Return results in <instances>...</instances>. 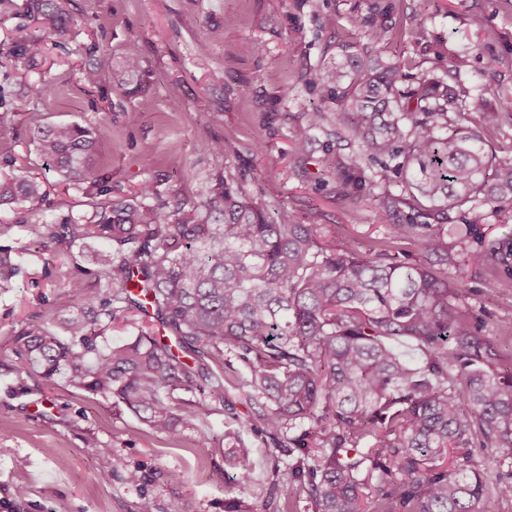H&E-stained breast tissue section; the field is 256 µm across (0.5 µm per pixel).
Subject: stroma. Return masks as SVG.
I'll use <instances>...</instances> for the list:
<instances>
[{"instance_id":"1","label":"stroma","mask_w":512,"mask_h":512,"mask_svg":"<svg viewBox=\"0 0 512 512\" xmlns=\"http://www.w3.org/2000/svg\"><path fill=\"white\" fill-rule=\"evenodd\" d=\"M72 18L65 35L37 23L28 0H0V111L12 122L0 127V172L16 169L43 181L42 201L22 209L0 207V248L17 269L10 288H0V512H226L237 500L243 512H281L284 494L272 473L315 448H293L272 457L269 438L248 435L244 465L250 490L235 484L237 469L224 457V433L248 404L230 390L221 413L209 412L206 394L185 391L202 416L208 436L173 442L154 434L125 405L48 382L20 367L12 331L21 323L52 322L68 310L61 283L84 271L94 284L102 270L96 253L104 241L61 245L30 234L21 215L53 220L90 215L85 189L65 185L49 170L32 140L37 124L77 123L98 139L101 175L112 195L125 198L152 180L157 200L201 203L212 174L234 175L258 204L315 225L329 246L364 251L386 239L391 225L431 223L425 211L400 204L386 210L373 183L378 165L330 143L313 131L303 144L291 140L327 93L309 81L311 71L376 44L383 59L408 63L405 82L416 76L451 87L449 112L479 101L501 112L489 147L512 159V0H62ZM39 38L45 54L27 71L13 57ZM137 43L143 74L136 92L120 90V63ZM465 57L463 73L453 69ZM99 68L97 85L84 84L82 68ZM41 83L33 95L29 84ZM223 140L216 158L210 143ZM152 167H144V155ZM352 158L361 185L342 186L335 164ZM444 224H467V238L446 235L452 257L448 277L459 288L457 308L495 346L497 369L512 368V278L489 269L487 248L512 241V213L491 203L452 208ZM110 449L120 466L104 463ZM137 471L138 482L128 480ZM24 495H17V488Z\"/></svg>"}]
</instances>
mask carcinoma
<instances>
[{
    "label": "carcinoma",
    "instance_id": "cac0c4a2",
    "mask_svg": "<svg viewBox=\"0 0 512 512\" xmlns=\"http://www.w3.org/2000/svg\"><path fill=\"white\" fill-rule=\"evenodd\" d=\"M30 10L48 32L66 31L58 0H30ZM42 51V40L27 41L15 66ZM404 68L356 55L312 73L327 104L292 127L291 139L301 143L322 129L374 161L388 158L374 179L402 186L409 198L386 190L385 209L409 200L437 215L450 203L483 200L511 209L512 161L487 149L501 113L481 103L454 121L453 91H438L424 76L404 90ZM123 69V84H138L134 43ZM472 113L476 130L459 123ZM33 140L53 169L95 191L89 218L34 222L31 234L59 244L105 240L115 254L98 257L106 281L97 291L69 277L70 313L55 329L29 321L13 330L25 370L49 381L61 374L77 390L115 398L150 430L178 440L197 430L198 413L188 401L175 410L166 399L199 389L223 411L231 354L248 372L234 386L257 410L233 417L238 433L224 435L228 459L247 456L242 431L263 433L282 451L301 430L320 455L289 467L288 477L301 483L311 512H365L366 488L381 512H477L493 478L472 466L466 449L477 443L512 457V369H491L490 343L452 303L450 256L431 225H391V239L424 251L423 262L406 264L383 243L363 252L325 246L312 225L256 204L222 172L199 206L149 203L157 192L148 180L134 197L115 200L96 175L90 128L38 124ZM43 197L42 183L25 171L0 175V205ZM485 261L512 267V246L490 247ZM129 310L154 319L164 334L101 346L117 313ZM402 339L415 343L418 363L388 345Z\"/></svg>",
    "mask_w": 512,
    "mask_h": 512
}]
</instances>
